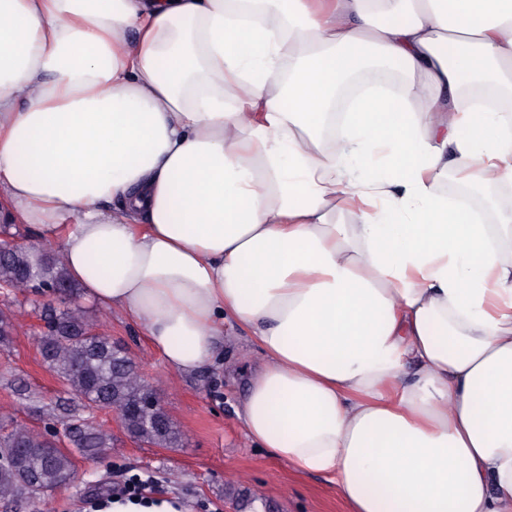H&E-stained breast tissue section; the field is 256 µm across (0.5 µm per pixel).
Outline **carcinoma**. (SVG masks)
Here are the masks:
<instances>
[{"instance_id":"1","label":"carcinoma","mask_w":512,"mask_h":512,"mask_svg":"<svg viewBox=\"0 0 512 512\" xmlns=\"http://www.w3.org/2000/svg\"><path fill=\"white\" fill-rule=\"evenodd\" d=\"M512 109V96L490 87L468 92ZM5 254L0 257V287L16 297L29 298L39 288H63L72 293L63 257L47 252L36 242L18 247L0 239ZM38 350L47 368L63 382L69 402L51 406L43 414L45 427L17 424L0 433V498L20 491L39 499L61 485L74 470L71 454L52 447L51 430L61 427L69 445L87 457L112 446L107 432L87 423L93 408L119 412L126 430L144 443L158 448H177L181 433L161 403L157 392L141 381L127 365L122 348L99 331L88 312L79 306L47 309ZM10 311L0 309V345L11 343Z\"/></svg>"}]
</instances>
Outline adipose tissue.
Here are the masks:
<instances>
[{"label":"adipose tissue","mask_w":512,"mask_h":512,"mask_svg":"<svg viewBox=\"0 0 512 512\" xmlns=\"http://www.w3.org/2000/svg\"><path fill=\"white\" fill-rule=\"evenodd\" d=\"M368 67L400 93L335 113ZM474 86L512 0H0V195L172 370L251 336L246 435L351 512H512V211L444 190L512 183Z\"/></svg>","instance_id":"obj_1"}]
</instances>
